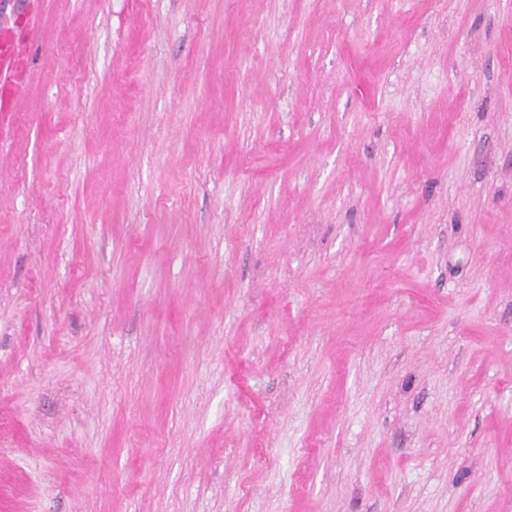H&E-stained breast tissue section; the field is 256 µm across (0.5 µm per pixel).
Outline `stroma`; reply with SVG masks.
Segmentation results:
<instances>
[{
  "mask_svg": "<svg viewBox=\"0 0 512 512\" xmlns=\"http://www.w3.org/2000/svg\"><path fill=\"white\" fill-rule=\"evenodd\" d=\"M0 512H512V0H26Z\"/></svg>",
  "mask_w": 512,
  "mask_h": 512,
  "instance_id": "stroma-1",
  "label": "stroma"
}]
</instances>
